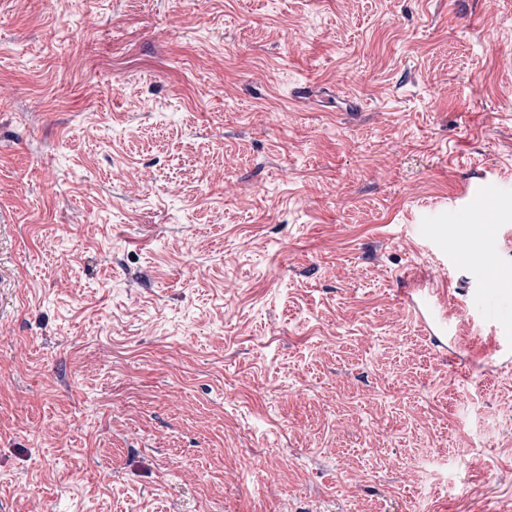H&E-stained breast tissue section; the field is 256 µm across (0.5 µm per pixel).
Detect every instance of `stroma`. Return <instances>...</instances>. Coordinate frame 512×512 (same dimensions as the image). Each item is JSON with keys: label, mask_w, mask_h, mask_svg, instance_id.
Masks as SVG:
<instances>
[{"label": "stroma", "mask_w": 512, "mask_h": 512, "mask_svg": "<svg viewBox=\"0 0 512 512\" xmlns=\"http://www.w3.org/2000/svg\"><path fill=\"white\" fill-rule=\"evenodd\" d=\"M498 336L512 0H0V512H512ZM438 289H432L418 297L414 309L419 314L428 329L433 332H445V318L437 314V299L440 296Z\"/></svg>", "instance_id": "1"}]
</instances>
